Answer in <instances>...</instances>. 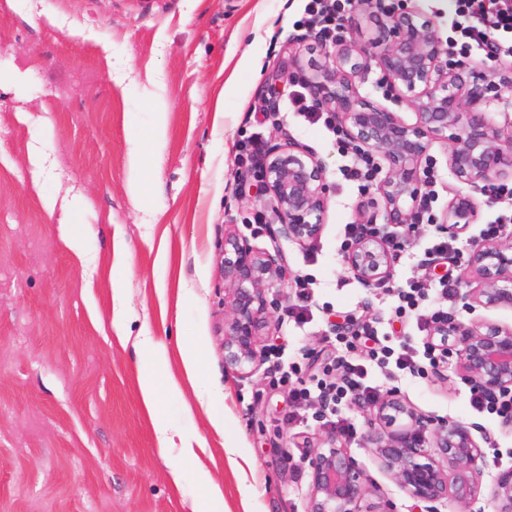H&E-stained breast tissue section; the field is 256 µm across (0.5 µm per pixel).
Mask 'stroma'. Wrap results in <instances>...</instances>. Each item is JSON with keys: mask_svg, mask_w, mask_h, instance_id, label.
<instances>
[{"mask_svg": "<svg viewBox=\"0 0 512 512\" xmlns=\"http://www.w3.org/2000/svg\"><path fill=\"white\" fill-rule=\"evenodd\" d=\"M303 8L304 0H0V512H306L309 447L339 419L355 427L341 442L370 489L367 504L419 512L368 446L370 435L407 427L405 418L390 423L378 412L394 392L420 415L479 424L489 435V474L512 468V430L470 406L472 385L458 375L455 352L421 375L375 369L376 401L348 403L332 417L313 403L292 423L294 404L275 382L274 359L247 378L224 367V233L274 244L270 208L236 191L246 171L238 143L256 128L265 144L286 133L314 151L330 185L320 238L274 244L287 261V285L267 292L264 344L281 346L308 376L322 374L337 329L358 317L375 321L392 347L424 349L430 330L419 311L395 313L398 291L412 282L425 288L422 309L466 324H512L510 308L471 306L460 281L450 300L436 291L445 274L459 280L483 225L512 210V199L475 190L478 220L455 239L461 257L426 259L437 219L461 188L443 139L430 143V202L416 211L390 279L369 288L346 270L343 227L358 223L361 205L383 217L376 186L362 191L347 180L351 159L322 125L284 111L254 123L268 90L287 101L300 77L328 63L297 39ZM155 92L168 103L161 138ZM45 112L51 123H34ZM34 146L45 159L36 182ZM134 154L145 169L136 198L127 187ZM49 198L66 199L67 214L49 213ZM301 277L312 280L315 297L305 325L287 319ZM117 283L127 287L119 323ZM140 336L161 343L167 364L136 351ZM186 343L196 346L212 390L190 413L179 352ZM144 370L154 373L164 421L203 441L196 459L160 449L140 399ZM171 377L181 393L167 389ZM228 442L253 462L246 479L227 463ZM203 473L223 487V501L208 498Z\"/></svg>", "mask_w": 512, "mask_h": 512, "instance_id": "obj_1", "label": "stroma"}]
</instances>
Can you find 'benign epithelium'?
Here are the masks:
<instances>
[{
    "label": "benign epithelium",
    "instance_id": "benign-epithelium-1",
    "mask_svg": "<svg viewBox=\"0 0 512 512\" xmlns=\"http://www.w3.org/2000/svg\"><path fill=\"white\" fill-rule=\"evenodd\" d=\"M375 47L382 81L411 103L415 121L370 103L359 95L355 79L365 76L370 51L345 37L332 53L336 66L304 84L313 102L333 112L341 131L358 149L381 152L388 173L378 191L389 224H408L421 198L425 180L422 160L429 138L452 132L448 167L461 184L477 187L496 178H512V138L503 142L488 117L493 106L512 102L502 96L512 86V67L476 68L465 60L452 61L431 22L415 10L389 17L378 31ZM256 195L271 208L277 227L271 241L283 236L299 244L317 239L327 209L325 163L289 135L258 162ZM478 218L475 198L462 191L448 201L441 229L463 234ZM396 256L390 240L369 231L346 251L344 264L362 284L387 280ZM224 303L230 311L224 336V368L241 376L262 362V330L269 323L266 290L282 283L286 263L278 248H257L233 231L224 234L220 254ZM478 286L467 296L486 308H512V244L495 238L475 242L466 275ZM431 340L453 342L462 376L490 402L512 393V325L487 321L469 327L451 317L435 322ZM381 411L408 418L415 430H430L434 449L423 448L409 433L371 439L372 451L383 470L401 490L424 507L439 512L451 500L460 512H483L478 507L486 468L479 440L486 433L475 424L421 417L398 394L380 405ZM311 489L308 512H362L368 488L350 450L330 436L310 455ZM490 495L494 512H512V470L495 477Z\"/></svg>",
    "mask_w": 512,
    "mask_h": 512
}]
</instances>
